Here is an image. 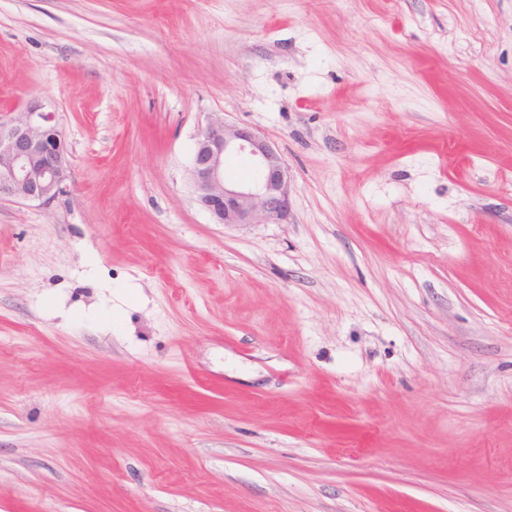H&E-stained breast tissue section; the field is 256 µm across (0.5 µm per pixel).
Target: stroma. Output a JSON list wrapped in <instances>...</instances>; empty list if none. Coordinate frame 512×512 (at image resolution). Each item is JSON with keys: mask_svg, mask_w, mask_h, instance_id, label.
<instances>
[{"mask_svg": "<svg viewBox=\"0 0 512 512\" xmlns=\"http://www.w3.org/2000/svg\"><path fill=\"white\" fill-rule=\"evenodd\" d=\"M0 512H512V0H0ZM285 224L198 202L215 119ZM0 119V197L48 206L68 192L65 140L54 112L31 99ZM246 156L252 178L231 183L224 160ZM191 177L199 202L220 224H285L292 212L288 165L265 137L248 127L211 121L199 134Z\"/></svg>", "mask_w": 512, "mask_h": 512, "instance_id": "obj_1", "label": "stroma"}]
</instances>
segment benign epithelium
Listing matches in <instances>:
<instances>
[{"label":"benign epithelium","mask_w":512,"mask_h":512,"mask_svg":"<svg viewBox=\"0 0 512 512\" xmlns=\"http://www.w3.org/2000/svg\"><path fill=\"white\" fill-rule=\"evenodd\" d=\"M247 157L252 178L231 183L224 160ZM191 177L199 202L219 224H286L292 212L288 165L248 127L210 122L199 134ZM70 170L55 113L37 99L0 119V197L48 206L67 194Z\"/></svg>","instance_id":"1"}]
</instances>
